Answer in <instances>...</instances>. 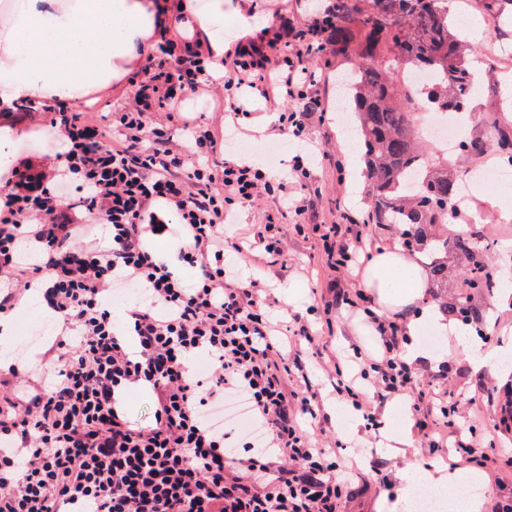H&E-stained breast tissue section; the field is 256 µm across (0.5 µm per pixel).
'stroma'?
<instances>
[{"instance_id": "stroma-1", "label": "stroma", "mask_w": 512, "mask_h": 512, "mask_svg": "<svg viewBox=\"0 0 512 512\" xmlns=\"http://www.w3.org/2000/svg\"><path fill=\"white\" fill-rule=\"evenodd\" d=\"M240 8L252 14L254 27L253 34L241 38L231 27ZM313 14L311 0H224V20L229 24L224 38L234 50L253 43L262 46L269 64L274 65L281 60L289 33L307 31ZM491 38L512 43V27H498L488 18L471 27L469 42L474 52L469 57V66L475 73L478 90L469 110L458 114L456 123L462 135H483L489 145L483 155L468 156L460 162L458 172L462 175L470 171L481 172L489 161L499 157L490 122L502 113L507 97L504 78L512 75V56L488 60L485 48ZM309 64L318 76L312 94L320 99L321 107L309 117L306 141L269 134L266 118L274 109L257 94L251 97L250 118L237 126L224 118V89L219 85L190 96L183 109L190 117L208 125L226 156L255 159L261 153L276 151L277 157L270 166L276 174L288 171L294 157L307 155L310 148L326 150V157L316 159L311 165L309 178L299 184L289 183V190L305 199L309 223L334 224L340 222L346 212L366 220L369 206L365 197V178L353 169L355 145L346 131L349 115L341 111L338 101V79L349 64L326 52L313 55ZM49 117V112L41 108L18 111L12 117L22 132L14 145L15 153L30 152L34 162L44 168L51 164L50 159L42 155L49 135ZM472 197V203L462 205L450 219L449 233L482 236L485 216L502 213L504 206L512 207V186L494 187L480 183L473 186ZM224 263L241 282L257 279L264 284L273 304V317L281 325L292 321L294 316L305 315L312 305L334 300L337 289L354 292L362 286L361 278L343 275L327 262L314 235L300 236L290 227L285 230L284 254L277 262L257 264L247 255L231 249L227 251ZM458 273L456 259H449L447 289L435 293L423 289L421 298L415 303L385 311L384 316L403 327L416 323V331L408 335L411 345H423L425 334L436 336L432 351L439 360L433 364H415L416 389L448 393L458 406L463 407L478 396L480 386L488 384L497 388L495 399L485 403L484 412L489 422L499 424V446L507 451L512 449V426L504 425L503 420L512 416V371L504 372L494 354L512 340V296H504L499 288L473 296L472 303L483 310L484 320L478 325L468 324V334L478 340L482 352L489 355L486 364L474 368L470 352L464 350L449 331L438 329L424 319L427 309L438 308L445 298L456 296ZM292 285L301 295L299 301L288 299V288ZM330 318L332 327L319 336L317 345L325 359H339L346 372L356 373L358 365L354 351L359 348L371 355L378 354L380 347L376 333L365 315L357 310L335 308ZM309 376L319 407L317 433L344 442L340 455L355 463L364 484L363 492L345 504L344 512H409L403 500L407 480L416 481L417 496H425L431 489L425 474L432 469L433 463L427 459L423 448L416 446L398 454L386 448L378 449L373 455L366 453L359 443L368 437V429L361 424L353 428L341 427L329 416V406L337 404L338 399L327 372L321 365L313 363L309 366ZM460 475L463 481L479 484V512H491L502 495L512 492V476L499 473L493 459L488 460L484 469L465 468Z\"/></svg>"}]
</instances>
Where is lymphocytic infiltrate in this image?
Instances as JSON below:
<instances>
[{"instance_id":"lymphocytic-infiltrate-1","label":"lymphocytic infiltrate","mask_w":512,"mask_h":512,"mask_svg":"<svg viewBox=\"0 0 512 512\" xmlns=\"http://www.w3.org/2000/svg\"><path fill=\"white\" fill-rule=\"evenodd\" d=\"M190 43L160 40L145 76L129 80L132 106L108 121L58 107L50 124L63 168L50 174L23 158L0 194V314L37 290L61 321L50 374L33 383L19 364L6 371L18 390L0 407V512H82L88 504L93 512H342L353 491L337 459L342 441L324 444L303 426L302 416L318 413L291 389L309 380L313 322L297 317L276 333L260 283L242 285L224 266L225 249L240 247L224 235L235 204L279 192L283 215L301 217L308 207L286 196V178L221 157L210 130L181 111L189 95L219 81L227 118L246 116L245 92L273 94L288 103L278 131L305 139L308 112L296 104L315 83L304 59L318 45L298 42L273 69L262 51H248L217 80ZM160 111L171 129L153 126ZM294 230L312 232L333 268L362 269V236L351 225ZM151 236L174 239V259L196 271L193 285L158 258ZM23 243L34 258L20 256ZM124 285L148 301L126 309L120 330L106 297ZM336 303L363 310L379 334L378 357H364L358 373L333 366L337 397L372 425L375 400L408 392L415 373L400 355L397 324L378 316L364 292H339ZM200 355L202 375L191 368ZM135 390L153 397L148 424L129 416ZM493 396L483 390L463 417L447 397L420 395L411 416L421 446L447 457L450 469L484 467L497 448L482 410ZM240 397L260 441L209 418Z\"/></svg>"}]
</instances>
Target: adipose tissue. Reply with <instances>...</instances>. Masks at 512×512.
Masks as SVG:
<instances>
[{"instance_id":"ef3b65f1","label":"adipose tissue","mask_w":512,"mask_h":512,"mask_svg":"<svg viewBox=\"0 0 512 512\" xmlns=\"http://www.w3.org/2000/svg\"><path fill=\"white\" fill-rule=\"evenodd\" d=\"M200 48L221 71L224 0H211L192 17ZM164 16L152 0H27L19 16L0 20V113L24 102L78 103L92 92L111 90L139 53L151 49L154 28ZM365 288L377 289L387 306L419 298V267L392 251L369 266Z\"/></svg>"}]
</instances>
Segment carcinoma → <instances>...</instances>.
Instances as JSON below:
<instances>
[{
	"label": "carcinoma",
	"mask_w": 512,
	"mask_h": 512,
	"mask_svg": "<svg viewBox=\"0 0 512 512\" xmlns=\"http://www.w3.org/2000/svg\"><path fill=\"white\" fill-rule=\"evenodd\" d=\"M484 14L512 23V0H482ZM329 52L349 59L348 110L361 146L374 224H391L403 250L428 252L429 287H448V262L461 253L456 303L443 305L466 322L482 320L471 293L495 287L489 272L493 246L444 227L455 213L458 179L448 157L424 142L416 98L406 73L426 70L433 81L423 90L437 112L467 110L474 77L467 63L470 45L448 17V0H331L324 34Z\"/></svg>",
	"instance_id": "obj_1"
}]
</instances>
